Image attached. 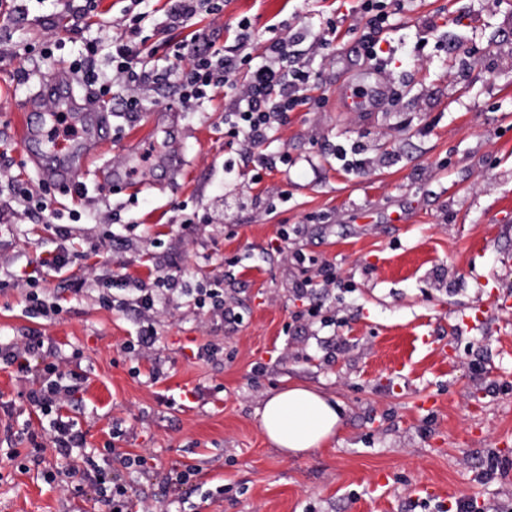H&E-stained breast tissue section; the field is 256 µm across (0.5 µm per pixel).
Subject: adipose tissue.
Wrapping results in <instances>:
<instances>
[{"label":"adipose tissue","mask_w":512,"mask_h":512,"mask_svg":"<svg viewBox=\"0 0 512 512\" xmlns=\"http://www.w3.org/2000/svg\"><path fill=\"white\" fill-rule=\"evenodd\" d=\"M259 417L266 440L285 456H299L325 445L342 424L339 402L293 385L269 394Z\"/></svg>","instance_id":"obj_1"}]
</instances>
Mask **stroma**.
<instances>
[{
  "mask_svg": "<svg viewBox=\"0 0 512 512\" xmlns=\"http://www.w3.org/2000/svg\"><path fill=\"white\" fill-rule=\"evenodd\" d=\"M22 3L27 20L0 29L17 53L0 66V341L39 336L45 352L71 359L84 379L64 413L87 449L151 460L130 477L135 499L160 512L174 499L181 512L512 504V0H412L394 29L375 33L390 46L392 95L380 112L339 106L371 66L358 0H224L221 15L200 12L173 40L197 33L225 57H259L270 28L339 27L311 62L308 105L263 147L287 163L252 181L246 144L224 132L223 90L179 111L174 136L153 121L175 104L173 88L147 85L144 111L113 113L100 157L78 176L81 196L57 192L53 225L10 193V179L41 181L20 137L21 104L42 74L70 66L85 34L66 25L60 0ZM167 7L97 0L99 34H124L129 10L149 13L151 34ZM242 18L254 32L245 51L230 31ZM46 42L48 61L38 54ZM21 67L28 82L16 79ZM354 144L364 164L350 169L336 148ZM148 151L138 194L99 184L100 166L125 170ZM228 159L240 165L229 178ZM63 245L70 264L42 266ZM122 274L219 282L231 317L165 306L151 317L154 349L140 352L129 346L140 316L100 301L99 280ZM32 290L59 314L33 313ZM316 303L335 313V329L307 323ZM477 308L483 317L465 324ZM30 384L0 359V512H107L93 491L48 480L52 448L32 454L42 415L24 396ZM290 384L336 399L344 416L330 443L287 458L257 411ZM186 464L190 484H164Z\"/></svg>",
  "mask_w": 512,
  "mask_h": 512,
  "instance_id": "35a3bbf8",
  "label": "stroma"
}]
</instances>
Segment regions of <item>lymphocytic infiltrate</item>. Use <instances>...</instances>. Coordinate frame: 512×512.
<instances>
[{"label": "lymphocytic infiltrate", "instance_id": "1", "mask_svg": "<svg viewBox=\"0 0 512 512\" xmlns=\"http://www.w3.org/2000/svg\"><path fill=\"white\" fill-rule=\"evenodd\" d=\"M210 2L171 0L165 19L153 29L167 49L163 64L145 68L139 40L143 17L138 14L131 19L128 36L109 42L99 38L86 41L71 69L79 74L96 101L103 104L115 101L123 112L142 111L141 83L145 80L160 86H176L178 103L186 110L194 102L209 98L214 89L224 88L227 132L251 145L250 161L259 172L268 167L262 145L287 119L289 112L306 103L313 81L307 61L320 53L326 40L314 37L306 51L300 52L295 48V37L274 36L264 61L256 64L251 57H243L247 79L238 84L230 79L234 64L225 62L223 53L214 45L206 44L189 53L184 44L170 42L165 37L168 30L186 26ZM103 60L109 65L105 72L99 68ZM73 376L66 361L45 363L40 382L26 391L25 398L48 418L46 435L61 462L59 474L68 478L79 476L82 486L92 489L109 512H129L133 496L131 483L121 473L101 467L95 453L85 451L82 432L62 413L77 391L70 383Z\"/></svg>", "mask_w": 512, "mask_h": 512}]
</instances>
